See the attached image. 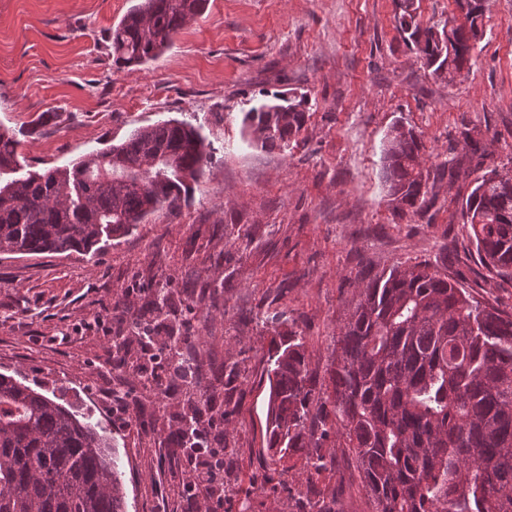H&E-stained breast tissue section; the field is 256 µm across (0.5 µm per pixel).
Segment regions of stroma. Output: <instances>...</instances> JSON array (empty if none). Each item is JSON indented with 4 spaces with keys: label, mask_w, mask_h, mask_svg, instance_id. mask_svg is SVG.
<instances>
[{
    "label": "stroma",
    "mask_w": 512,
    "mask_h": 512,
    "mask_svg": "<svg viewBox=\"0 0 512 512\" xmlns=\"http://www.w3.org/2000/svg\"><path fill=\"white\" fill-rule=\"evenodd\" d=\"M136 0H0V127L21 140L25 169L80 156L161 120L200 123L211 159L178 215L159 211L95 256L0 253V372L55 394L98 423L125 472L126 512H192L186 465L167 450L171 403L128 389L139 419L119 427L107 393L117 355L107 320L133 319L168 283L161 315L193 337L216 393L232 453L231 512H292L294 499L250 484L265 446L263 354L284 312L328 381L332 338L360 275L426 263L477 300L512 314V284L490 281L461 207L468 180L436 183L421 214L396 217L381 165L395 124L420 135L436 168L461 155L465 129L512 172V0H490L468 69L448 82L398 31V0H207L157 61L113 64V27ZM305 97L297 144L255 145L245 112ZM44 112L56 123L36 127ZM240 373L226 382L224 369ZM348 457L314 479L338 512H368Z\"/></svg>",
    "instance_id": "obj_1"
}]
</instances>
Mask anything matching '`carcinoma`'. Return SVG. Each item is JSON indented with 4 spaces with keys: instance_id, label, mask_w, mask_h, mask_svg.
<instances>
[{
    "instance_id": "obj_1",
    "label": "carcinoma",
    "mask_w": 512,
    "mask_h": 512,
    "mask_svg": "<svg viewBox=\"0 0 512 512\" xmlns=\"http://www.w3.org/2000/svg\"><path fill=\"white\" fill-rule=\"evenodd\" d=\"M488 0H455L461 25L415 22L402 0L404 40L439 74H458L483 40ZM206 0H140L112 29V62L160 58ZM306 102L262 104L244 124L265 148L288 149ZM466 153L431 171L413 130L393 128L383 178L395 211L417 214L429 182L455 183L489 158L464 132ZM16 133L0 128V252L63 254L99 249L148 216L178 211L210 159L200 127L166 120L137 127L70 167L17 176ZM481 265L512 283V176L497 168L462 204ZM329 383L310 369L305 337L271 341L263 483L291 493L285 462L332 468L330 437L353 461L372 512H512V315L481 305L427 264L396 266L357 282L333 337ZM124 472L98 426L16 376L0 373V512H125ZM299 512H331L320 492Z\"/></svg>"
}]
</instances>
